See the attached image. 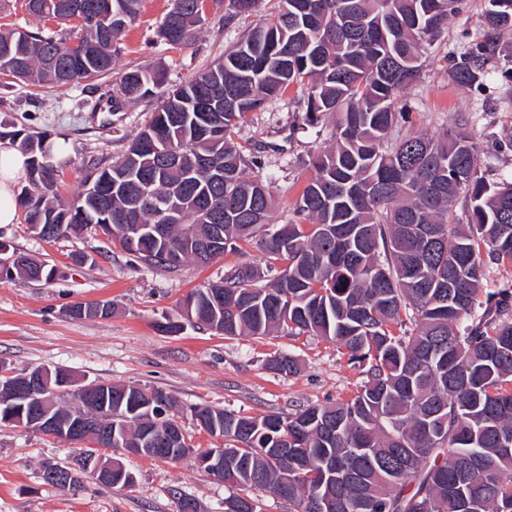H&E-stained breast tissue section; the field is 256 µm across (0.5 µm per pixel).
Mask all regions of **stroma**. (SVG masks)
Masks as SVG:
<instances>
[{
	"label": "stroma",
	"mask_w": 512,
	"mask_h": 512,
	"mask_svg": "<svg viewBox=\"0 0 512 512\" xmlns=\"http://www.w3.org/2000/svg\"><path fill=\"white\" fill-rule=\"evenodd\" d=\"M170 3L142 0L122 38L116 68L100 80L61 89L0 74V129L22 126L66 142L57 184L62 199L80 191L89 161L109 163L120 157L157 106L156 99H142L111 113L110 99L119 91L124 70L159 68L168 85L188 82L262 23L274 0H257L251 11L229 22L225 0H211L198 39L183 47L169 46L157 35ZM484 6V0H465L443 35L426 48L419 81L396 101L404 117L393 135L466 128L477 144V167L494 184L512 180V150L505 147L512 140V73L493 76L480 93L448 78L449 55L481 34ZM238 140L251 161L247 176L271 182L275 221L282 224L312 174L309 155L333 145L332 119L310 122L303 93L294 85L264 110L249 114ZM0 240L57 270L49 282L0 283V365L12 374L61 368L86 382L150 386L184 407L207 404L246 416L342 401L361 381L347 355L316 336L225 337L189 326L177 334L161 332L164 319L179 320V302L191 290L223 279L239 263L264 265L257 245L225 253L206 266L190 261L169 274L143 267L91 227L52 241L22 221L0 226ZM95 301L112 302V316H69L73 304ZM277 352L296 359V373L265 369L266 359ZM78 448L75 442L0 424V512H178L184 497L196 512H224L231 493L222 480L190 461L138 457L123 460L136 476L131 488H110L90 479L84 490L73 493L46 483L44 464L70 465Z\"/></svg>",
	"instance_id": "35a3bbf8"
}]
</instances>
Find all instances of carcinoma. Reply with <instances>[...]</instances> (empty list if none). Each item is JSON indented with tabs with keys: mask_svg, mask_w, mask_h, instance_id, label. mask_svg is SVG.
Listing matches in <instances>:
<instances>
[{
	"mask_svg": "<svg viewBox=\"0 0 512 512\" xmlns=\"http://www.w3.org/2000/svg\"><path fill=\"white\" fill-rule=\"evenodd\" d=\"M27 10L68 33L0 31V73L24 83L67 86L111 73L120 37L141 0H109L112 25L95 20L102 0H38ZM205 0H171L159 36L173 47L192 44L205 22ZM463 0H277L275 12L224 60L184 85L166 87L163 71L131 68L121 76L112 112L145 97L161 103L127 151L109 165L90 164L70 203L54 194L60 164L50 135L5 132L30 156L19 195L25 221L45 239L107 225L103 232L144 267L168 273L165 246L181 262L187 246L220 227L224 248L256 242L265 267L244 262L220 282L180 301L185 323L226 336L309 334L331 341L361 367L354 397L295 413L243 416L209 405L191 411L209 435L224 436V471L238 490L224 512H260L252 492L288 502L289 512H459L451 489L471 512H501L512 501V282L485 291L480 256L512 264V182L491 186L475 162L464 128L441 136L408 135L391 144L395 102L423 67L420 48L437 40ZM483 32L451 57L448 78L477 90L493 77L500 36L512 31V0H486ZM306 87L310 118L334 119V147L309 157L312 175L284 224L272 221L271 185L246 177L249 159L234 140L246 116ZM232 96L229 112L207 111L206 99ZM224 167V181L208 166ZM156 175L139 198L113 172ZM464 198L467 227L455 225ZM182 207L168 222L169 204ZM161 228L132 236L124 223ZM56 269L19 264L0 282L50 281ZM265 368L290 375L291 356ZM59 385H45L53 416L89 421L99 403L112 406V432L124 448H173L145 434L155 388L103 385L93 400L74 394L60 405ZM29 426L33 408L0 388V422Z\"/></svg>",
	"mask_w": 512,
	"mask_h": 512,
	"instance_id": "1",
	"label": "carcinoma"
}]
</instances>
